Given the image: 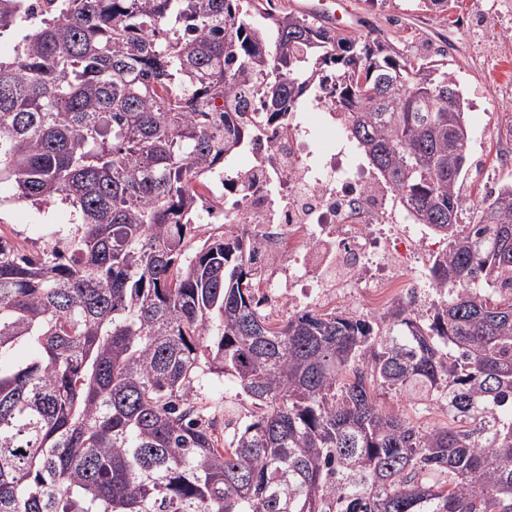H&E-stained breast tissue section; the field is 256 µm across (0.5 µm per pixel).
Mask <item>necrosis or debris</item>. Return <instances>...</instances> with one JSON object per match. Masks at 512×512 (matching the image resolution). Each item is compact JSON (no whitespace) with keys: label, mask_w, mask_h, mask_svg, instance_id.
<instances>
[{"label":"necrosis or debris","mask_w":512,"mask_h":512,"mask_svg":"<svg viewBox=\"0 0 512 512\" xmlns=\"http://www.w3.org/2000/svg\"><path fill=\"white\" fill-rule=\"evenodd\" d=\"M335 128L293 113L287 130L262 127L260 147L197 187L202 223L255 225L257 253L287 264L284 286L260 291L270 312L323 309L339 297L373 309L396 296L408 304L426 277L422 267L396 269V238L379 231L395 211L393 194Z\"/></svg>","instance_id":"necrosis-or-debris-1"}]
</instances>
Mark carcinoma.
<instances>
[{
	"instance_id": "obj_1",
	"label": "carcinoma",
	"mask_w": 512,
	"mask_h": 512,
	"mask_svg": "<svg viewBox=\"0 0 512 512\" xmlns=\"http://www.w3.org/2000/svg\"><path fill=\"white\" fill-rule=\"evenodd\" d=\"M259 4L0 0V37L36 17L0 57V183L46 236L32 254L0 232V512H512V183L460 223L448 64ZM311 99L448 240L429 317L275 324L248 225L191 246L199 171ZM205 372L259 409L227 445L194 394ZM386 389L452 424L417 428Z\"/></svg>"
}]
</instances>
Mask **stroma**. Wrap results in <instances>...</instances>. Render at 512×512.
<instances>
[{"mask_svg": "<svg viewBox=\"0 0 512 512\" xmlns=\"http://www.w3.org/2000/svg\"><path fill=\"white\" fill-rule=\"evenodd\" d=\"M354 32L381 36L408 50L409 54L432 57L445 53L468 101L470 167L462 192L481 200L490 191L512 182V0H459L447 18L418 10L416 0H349ZM10 184L0 183V198L10 204L0 210V232L24 239L35 252L45 243L35 224L32 208L12 202ZM196 396L215 415V433L231 438L248 423L256 408L234 379L204 374ZM383 406L408 417L427 429L448 424L443 407L418 410L393 391H382Z\"/></svg>", "mask_w": 512, "mask_h": 512, "instance_id": "35a3bbf8", "label": "stroma"}]
</instances>
